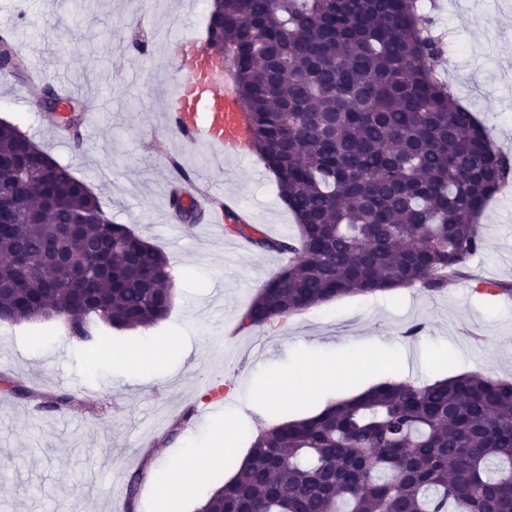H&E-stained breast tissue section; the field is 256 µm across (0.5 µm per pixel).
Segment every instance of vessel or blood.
Wrapping results in <instances>:
<instances>
[{"label":"vessel or blood","instance_id":"b4317fda","mask_svg":"<svg viewBox=\"0 0 512 512\" xmlns=\"http://www.w3.org/2000/svg\"><path fill=\"white\" fill-rule=\"evenodd\" d=\"M177 42L180 54L163 106L165 129L207 148L216 163L242 158L248 123L234 90L233 69L211 67L192 39L181 36Z\"/></svg>","mask_w":512,"mask_h":512}]
</instances>
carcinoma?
<instances>
[{"mask_svg": "<svg viewBox=\"0 0 512 512\" xmlns=\"http://www.w3.org/2000/svg\"><path fill=\"white\" fill-rule=\"evenodd\" d=\"M415 0H213L207 49L229 55L251 116L250 147L275 174L299 235L226 232L288 256L240 317L264 329L349 295L416 284L441 292L482 248L480 216L512 160L435 74L436 42ZM0 196L31 177L0 231L7 322L53 301L68 338L150 328L174 300L168 256L109 219L81 180L0 122ZM54 205L39 216L42 201ZM63 224H78L73 235ZM112 278L41 264L51 251L103 254ZM73 396H45L57 411ZM512 512V383L477 374L424 387L381 383L320 413L261 428L198 512Z\"/></svg>", "mask_w": 512, "mask_h": 512, "instance_id": "obj_1", "label": "carcinoma"}]
</instances>
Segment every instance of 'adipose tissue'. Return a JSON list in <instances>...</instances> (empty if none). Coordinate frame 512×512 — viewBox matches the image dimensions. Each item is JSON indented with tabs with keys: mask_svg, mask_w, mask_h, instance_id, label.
Instances as JSON below:
<instances>
[{
	"mask_svg": "<svg viewBox=\"0 0 512 512\" xmlns=\"http://www.w3.org/2000/svg\"><path fill=\"white\" fill-rule=\"evenodd\" d=\"M362 366L360 357L353 352L336 356L318 349H308L299 355L294 368L262 388L250 389L249 394L282 403L304 394L330 390L338 380L354 376ZM234 423V415H225L224 419L211 425L210 445L187 448L177 463L165 465V480L153 489L156 512H169L172 500L187 492L185 475H192L194 481L199 483L206 479L210 468L221 465L222 460L216 455L213 444L225 441L233 432Z\"/></svg>",
	"mask_w": 512,
	"mask_h": 512,
	"instance_id": "ef3b65f1",
	"label": "adipose tissue"
}]
</instances>
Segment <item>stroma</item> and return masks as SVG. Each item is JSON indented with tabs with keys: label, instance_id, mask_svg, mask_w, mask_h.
Segmentation results:
<instances>
[{
	"label": "stroma",
	"instance_id": "obj_1",
	"mask_svg": "<svg viewBox=\"0 0 512 512\" xmlns=\"http://www.w3.org/2000/svg\"><path fill=\"white\" fill-rule=\"evenodd\" d=\"M444 18L433 34L443 52L438 68L460 102L492 139L512 154V0H437ZM71 0H0L10 41L31 73L68 83L86 109L78 134L0 71V120L17 126L99 198L112 220L164 251L176 279L169 316L146 330H112L111 350L63 336L56 324L0 322V377L29 390L0 394V512H152L153 486L164 462L206 440L217 411L200 396L222 384L225 410H238L233 447L194 497L174 512H197L244 460L259 428L317 414L371 388L368 379L338 383L330 395L305 394L285 403L243 394L292 368L299 351L351 349L381 365L409 350L408 383L423 386L464 373L512 382V303L479 291L483 281L512 283V194H498L483 212V248L466 277L441 293L420 287L391 294L347 296L289 316L262 330L237 324L259 285L283 256L264 252L213 228L175 219L169 195L177 167L198 168L203 148L171 141L160 112L170 66V31L207 37L211 0H97L81 26ZM211 192L245 206L269 236L297 235L277 182L256 153L211 170ZM415 337H407L412 325ZM168 342L158 368L138 369L145 339ZM125 353L113 360L112 351ZM67 391L59 413L38 412L39 397ZM192 410L190 421L175 419ZM143 479L135 499L127 483Z\"/></svg>",
	"mask_w": 512,
	"mask_h": 512
}]
</instances>
